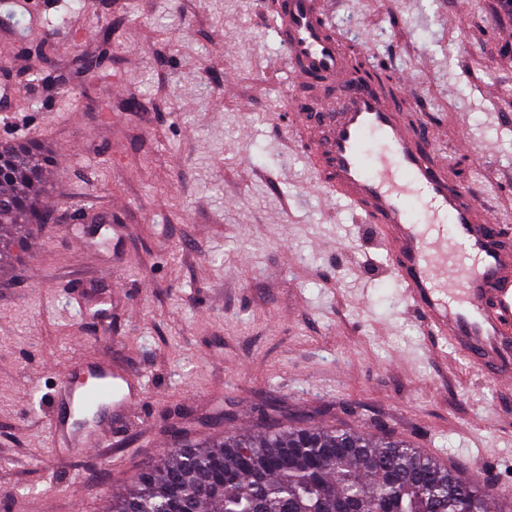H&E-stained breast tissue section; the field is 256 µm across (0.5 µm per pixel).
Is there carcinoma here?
<instances>
[{
  "mask_svg": "<svg viewBox=\"0 0 512 512\" xmlns=\"http://www.w3.org/2000/svg\"><path fill=\"white\" fill-rule=\"evenodd\" d=\"M49 154L0 144V266L50 215ZM178 450L140 473L112 512H492L485 483L392 438L308 426L227 434Z\"/></svg>",
  "mask_w": 512,
  "mask_h": 512,
  "instance_id": "cac0c4a2",
  "label": "carcinoma"
}]
</instances>
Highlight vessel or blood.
<instances>
[{"label":"vessel or blood","instance_id":"b4317fda","mask_svg":"<svg viewBox=\"0 0 512 512\" xmlns=\"http://www.w3.org/2000/svg\"><path fill=\"white\" fill-rule=\"evenodd\" d=\"M289 76L308 85L292 106L320 188L347 201L386 251L424 335L444 339L482 374L512 384V231L478 185L457 183L408 112L403 80L353 63L326 0H277L272 17ZM59 455L119 446L112 433L143 409L146 388L109 357L66 365L49 392Z\"/></svg>","mask_w":512,"mask_h":512}]
</instances>
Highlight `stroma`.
Here are the masks:
<instances>
[{"label": "stroma", "instance_id": "35a3bbf8", "mask_svg": "<svg viewBox=\"0 0 512 512\" xmlns=\"http://www.w3.org/2000/svg\"><path fill=\"white\" fill-rule=\"evenodd\" d=\"M497 0H330L405 72L457 179L512 226V19ZM273 0H43L8 46L0 142L47 149L51 223L0 274V512H111L173 446L274 424L403 440L512 490V386L423 335L363 219L321 193L291 116ZM111 208L119 236L69 220ZM128 309L81 314L102 259ZM147 385L123 447L59 458L47 392L73 360Z\"/></svg>", "mask_w": 512, "mask_h": 512}]
</instances>
